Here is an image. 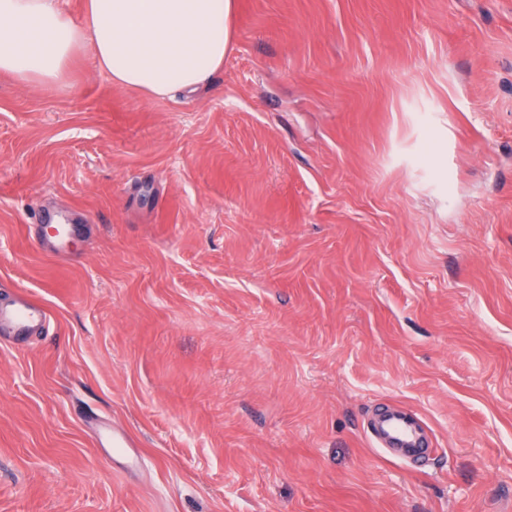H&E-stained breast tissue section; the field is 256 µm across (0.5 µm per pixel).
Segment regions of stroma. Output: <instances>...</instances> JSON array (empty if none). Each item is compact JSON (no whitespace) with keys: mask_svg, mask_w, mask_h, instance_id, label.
<instances>
[{"mask_svg":"<svg viewBox=\"0 0 512 512\" xmlns=\"http://www.w3.org/2000/svg\"><path fill=\"white\" fill-rule=\"evenodd\" d=\"M231 33L171 98L0 74V293L49 319L0 338V512H512V0ZM374 433L383 445L402 448L407 453L419 452L422 445L423 428L419 419L403 407L388 409L374 425Z\"/></svg>","mask_w":512,"mask_h":512,"instance_id":"stroma-1","label":"stroma"}]
</instances>
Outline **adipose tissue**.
<instances>
[{"label": "adipose tissue", "mask_w": 512, "mask_h": 512, "mask_svg": "<svg viewBox=\"0 0 512 512\" xmlns=\"http://www.w3.org/2000/svg\"><path fill=\"white\" fill-rule=\"evenodd\" d=\"M232 10L233 0H86L77 21L57 0H0V73L57 83L88 47L115 86L192 90L223 66Z\"/></svg>", "instance_id": "1"}]
</instances>
